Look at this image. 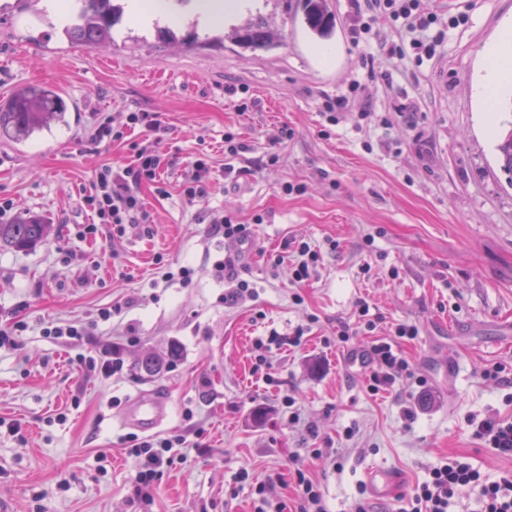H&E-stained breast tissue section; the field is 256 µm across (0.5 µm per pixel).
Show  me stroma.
<instances>
[{
    "instance_id": "obj_1",
    "label": "stroma",
    "mask_w": 512,
    "mask_h": 512,
    "mask_svg": "<svg viewBox=\"0 0 512 512\" xmlns=\"http://www.w3.org/2000/svg\"><path fill=\"white\" fill-rule=\"evenodd\" d=\"M168 6L178 42L127 13L112 43L88 47L68 42L42 0H0V100L45 83L68 106L66 122L39 137L0 140V198L13 201L14 217L51 227L33 250L0 248V323L25 326L17 349L0 350V499L12 512H254L260 483L293 503L301 457L329 512H351L371 466L399 480L393 496L373 500L375 512H397L448 455L470 457L490 478L511 468L466 420L512 417V173L497 149L512 130V78L486 99L472 91L487 50L512 30V0H458L468 24L449 31L436 60L402 71L379 54L362 59L348 0H329L336 31L325 39L294 20L287 0H247L209 29L196 0ZM250 18L280 29L282 43L241 48L230 30ZM357 76L379 118L402 107L410 121L329 124L324 100ZM242 102L249 111H237ZM136 107L161 124L152 138L169 194L143 186L152 226L87 233L83 196L96 172L130 163L143 134L94 146L86 133ZM228 132L248 144L246 159L273 152L277 163L248 169L237 159L240 176L225 178ZM200 156L209 194L189 204L179 184ZM286 182L306 190L284 194ZM217 212L264 222L242 245L209 235ZM300 238L323 255L301 289L292 275ZM227 254L241 255L254 283V297L233 308L213 270ZM160 260L193 268L191 283H159ZM361 300L377 329L333 344ZM116 305L120 314L98 321ZM58 322L93 334L65 345L43 333ZM399 323L418 328L399 343L413 376L372 393L369 368L349 356ZM300 327L301 344L290 346ZM173 342L180 359L139 377L135 361ZM106 345L121 369L104 377L77 366V354ZM261 354L263 375L253 370ZM497 363L506 383L481 375ZM151 392L169 400L157 435L183 434L189 445L147 504L127 452L137 431L122 419L130 399ZM292 410L299 423H289Z\"/></svg>"
}]
</instances>
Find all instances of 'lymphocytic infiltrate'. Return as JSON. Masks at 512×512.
<instances>
[{
    "label": "lymphocytic infiltrate",
    "instance_id": "1",
    "mask_svg": "<svg viewBox=\"0 0 512 512\" xmlns=\"http://www.w3.org/2000/svg\"><path fill=\"white\" fill-rule=\"evenodd\" d=\"M357 21L351 30L353 44H361L385 55L394 64H414L432 60L445 41L448 29L466 25V16L442 20L430 9L427 0H350ZM324 112L329 122L371 121L372 103L364 95L361 80H352L347 92L326 99ZM125 128H141L147 136L133 144V159L125 166H104L96 174L84 203L105 227L148 224L152 217L140 195L145 183H156L164 166L162 156L153 149L149 135L161 128L155 115L143 110L125 115ZM372 366L370 390L393 386L411 377L407 358L392 343L375 340L368 353ZM474 438L498 456L512 459V420L489 416L469 419ZM181 435L145 440L133 444L128 453L137 461V489L152 487L164 465L173 460L174 449L183 447ZM297 497L294 507L276 502L269 512H327L324 495L306 469L295 468ZM477 492V512H512V468L489 479L467 457L451 455L429 471L426 481L418 483L400 512H451L467 492Z\"/></svg>",
    "mask_w": 512,
    "mask_h": 512
}]
</instances>
